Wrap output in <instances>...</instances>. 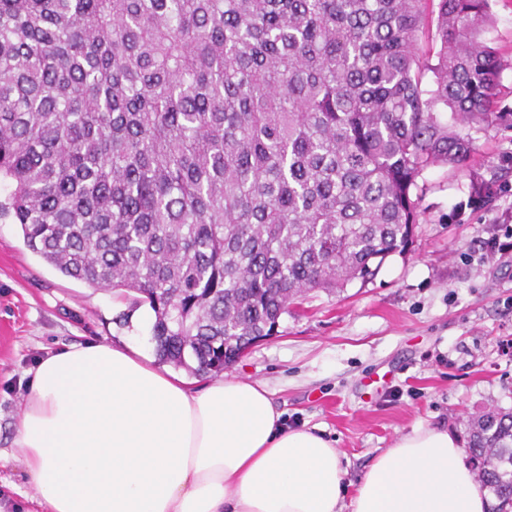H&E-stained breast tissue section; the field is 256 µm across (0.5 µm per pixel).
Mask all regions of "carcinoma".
Segmentation results:
<instances>
[{
    "mask_svg": "<svg viewBox=\"0 0 512 512\" xmlns=\"http://www.w3.org/2000/svg\"><path fill=\"white\" fill-rule=\"evenodd\" d=\"M490 0H0V215L63 275L154 313L219 376L312 291L404 253L418 180L473 151ZM438 47L430 63L423 41ZM512 512V409L467 421Z\"/></svg>",
    "mask_w": 512,
    "mask_h": 512,
    "instance_id": "1",
    "label": "carcinoma"
}]
</instances>
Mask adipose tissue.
<instances>
[{
    "instance_id": "1",
    "label": "adipose tissue",
    "mask_w": 512,
    "mask_h": 512,
    "mask_svg": "<svg viewBox=\"0 0 512 512\" xmlns=\"http://www.w3.org/2000/svg\"><path fill=\"white\" fill-rule=\"evenodd\" d=\"M15 427L41 512H489L461 439L419 427L347 495L328 439L284 425L269 391L193 386L130 346L60 348L30 371Z\"/></svg>"
}]
</instances>
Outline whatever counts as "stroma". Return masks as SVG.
<instances>
[{
  "label": "stroma",
  "mask_w": 512,
  "mask_h": 512,
  "mask_svg": "<svg viewBox=\"0 0 512 512\" xmlns=\"http://www.w3.org/2000/svg\"><path fill=\"white\" fill-rule=\"evenodd\" d=\"M483 41L508 65L496 105L506 121L461 127L474 145L462 166L424 171L409 250L372 282L315 291L291 305L275 336L227 376L263 383L291 428L316 430L341 453L348 482L418 427L465 435L469 416L512 408V258L483 243L512 212V0H493ZM148 305L68 278L0 218V512L29 487L13 446L27 372L63 346L129 343L153 354Z\"/></svg>",
  "instance_id": "35a3bbf8"
}]
</instances>
